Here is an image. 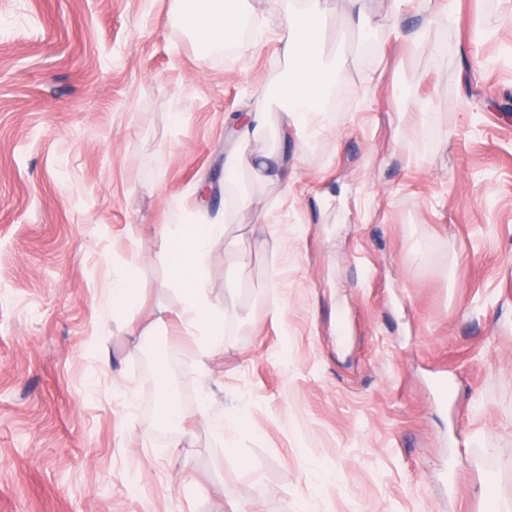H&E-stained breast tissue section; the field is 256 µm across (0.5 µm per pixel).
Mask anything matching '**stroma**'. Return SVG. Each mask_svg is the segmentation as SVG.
<instances>
[{"label":"stroma","instance_id":"1","mask_svg":"<svg viewBox=\"0 0 512 512\" xmlns=\"http://www.w3.org/2000/svg\"><path fill=\"white\" fill-rule=\"evenodd\" d=\"M321 6L330 130L279 131L301 160L231 225L247 267L214 244L210 300L237 303L204 360L154 229L223 215L229 117L288 79L277 36L211 52L173 0H0V512L512 505V23L503 0H456L448 25L364 0L360 52L345 0ZM278 195L284 262L253 247ZM139 282L137 279L135 264L130 265L122 275L112 281V306L114 308L125 307L138 295ZM158 372L160 380L159 398L163 407L162 419L164 422L169 424H180L183 421L185 414L169 390L164 367H159Z\"/></svg>","mask_w":512,"mask_h":512}]
</instances>
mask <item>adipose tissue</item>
Segmentation results:
<instances>
[{
	"label": "adipose tissue",
	"instance_id": "adipose-tissue-1",
	"mask_svg": "<svg viewBox=\"0 0 512 512\" xmlns=\"http://www.w3.org/2000/svg\"><path fill=\"white\" fill-rule=\"evenodd\" d=\"M245 0H174L184 28L207 47L233 41L248 14ZM271 18L278 30L281 55L289 65V87L284 92L288 109L279 114L269 110V93L254 95L245 112L233 117L234 146L224 155V192L232 208L223 217L193 214L180 224L158 225L155 238L159 260L174 264L171 287L181 294L180 320L185 335L204 337L203 352L223 334V313L209 300L205 269L211 246L223 240L224 252L237 267L249 264L251 255L240 250L229 231L239 212L249 209L258 192L287 178L290 165L283 153H249L256 140L274 139L288 123L306 125L311 136L326 133L323 105L333 90L336 61L326 55L320 40V0H271Z\"/></svg>",
	"mask_w": 512,
	"mask_h": 512
}]
</instances>
